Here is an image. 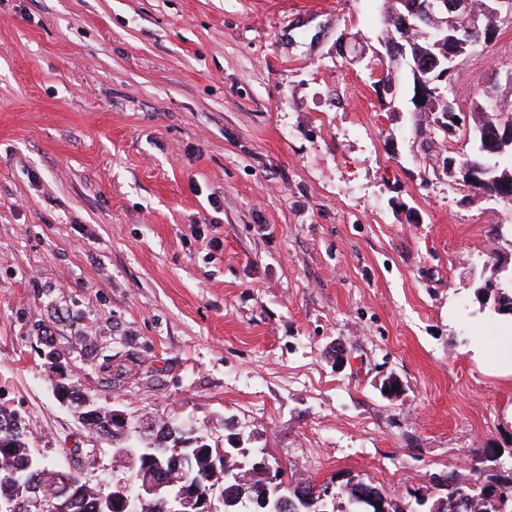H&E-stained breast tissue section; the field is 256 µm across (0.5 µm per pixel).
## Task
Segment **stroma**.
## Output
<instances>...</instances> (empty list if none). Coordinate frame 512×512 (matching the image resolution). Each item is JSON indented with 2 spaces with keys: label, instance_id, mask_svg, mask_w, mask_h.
<instances>
[{
  "label": "stroma",
  "instance_id": "obj_1",
  "mask_svg": "<svg viewBox=\"0 0 512 512\" xmlns=\"http://www.w3.org/2000/svg\"><path fill=\"white\" fill-rule=\"evenodd\" d=\"M384 0H0V407L40 458L125 480L72 393L404 512L512 448V215L383 105ZM512 23L456 61L512 107ZM345 362H338L337 351ZM398 377L403 390L383 396ZM348 479L341 493L345 496L346 506H338L334 512H404L397 510L392 501L384 497L383 492L370 482L358 480L351 483ZM376 500V505L372 502Z\"/></svg>",
  "mask_w": 512,
  "mask_h": 512
}]
</instances>
